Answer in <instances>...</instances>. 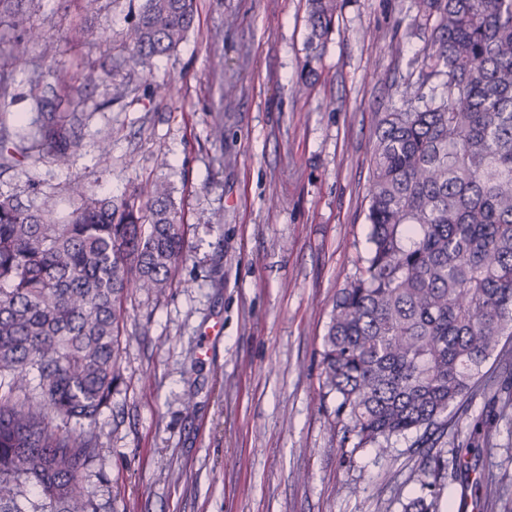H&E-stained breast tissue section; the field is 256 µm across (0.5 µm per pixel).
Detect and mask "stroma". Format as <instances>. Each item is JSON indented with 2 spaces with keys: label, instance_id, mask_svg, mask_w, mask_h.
Masks as SVG:
<instances>
[{
  "label": "stroma",
  "instance_id": "obj_1",
  "mask_svg": "<svg viewBox=\"0 0 512 512\" xmlns=\"http://www.w3.org/2000/svg\"><path fill=\"white\" fill-rule=\"evenodd\" d=\"M13 3L0 15V61L12 37L43 38L0 119L33 120L26 94L39 77L80 145L65 164L0 170V192L39 194L62 222L77 206L73 180L116 201L164 180L186 231L167 294L124 303L111 405L91 423L50 418L98 445L83 478L97 512H404L420 495L441 512H512V405L485 423L512 362L483 366L430 456L411 434L382 454L358 444L321 387L336 294L365 252L373 133L422 80L431 30L415 25V0H339L301 95L306 0H197L186 41L149 74L126 63L142 0ZM104 69L122 96L84 84ZM466 446L475 492L459 470Z\"/></svg>",
  "mask_w": 512,
  "mask_h": 512
}]
</instances>
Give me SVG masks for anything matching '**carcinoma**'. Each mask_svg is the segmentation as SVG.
<instances>
[{
	"label": "carcinoma",
	"mask_w": 512,
	"mask_h": 512,
	"mask_svg": "<svg viewBox=\"0 0 512 512\" xmlns=\"http://www.w3.org/2000/svg\"><path fill=\"white\" fill-rule=\"evenodd\" d=\"M310 59L338 0H307ZM432 22L422 82L374 131L368 248L336 297L322 340V386L359 443L380 451L431 427L478 385L512 338V0H416ZM195 0H144L128 33L146 69L193 28ZM36 32L15 38L0 97L28 63ZM35 81L36 122L0 127V165L20 154L70 160L73 124ZM60 224L46 203L0 193V512H94L83 472L92 436L52 427L50 413L92 421L121 379L123 303L164 294L185 259L169 185L101 198L77 181ZM37 379L31 385L30 376Z\"/></svg>",
	"instance_id": "carcinoma-1"
}]
</instances>
